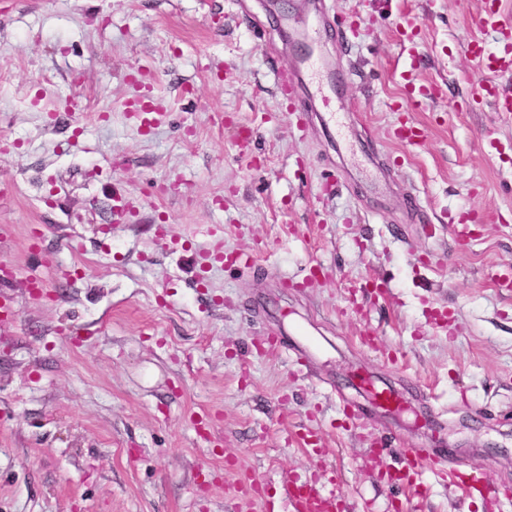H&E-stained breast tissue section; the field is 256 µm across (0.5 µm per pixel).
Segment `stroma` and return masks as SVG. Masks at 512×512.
I'll use <instances>...</instances> for the list:
<instances>
[{"label":"stroma","instance_id":"35a3bbf8","mask_svg":"<svg viewBox=\"0 0 512 512\" xmlns=\"http://www.w3.org/2000/svg\"><path fill=\"white\" fill-rule=\"evenodd\" d=\"M303 4L0 0V225L14 228L0 289L21 308L0 327V512H261L234 495L241 472L275 483L325 464L354 506L394 512L405 492L385 471L405 448L512 495V288L491 279L512 269V151L483 142H512V120L465 109L492 78L465 44L498 38L476 27L481 0H328L317 53L352 72L334 130L299 123L277 91L300 54L279 22ZM409 20L422 33L404 45ZM396 60L436 91L411 114L427 140L409 157L391 134ZM145 86L170 117L143 134L126 103ZM345 140L379 150L385 189ZM473 209L485 221L463 245L453 227ZM219 240L255 267L204 261ZM310 263L318 280L280 287ZM296 323L321 347L303 369ZM279 330L287 348L264 351ZM362 372L398 411L370 403ZM303 424L326 432L325 461L291 441ZM424 478L418 512H484Z\"/></svg>","mask_w":512,"mask_h":512}]
</instances>
